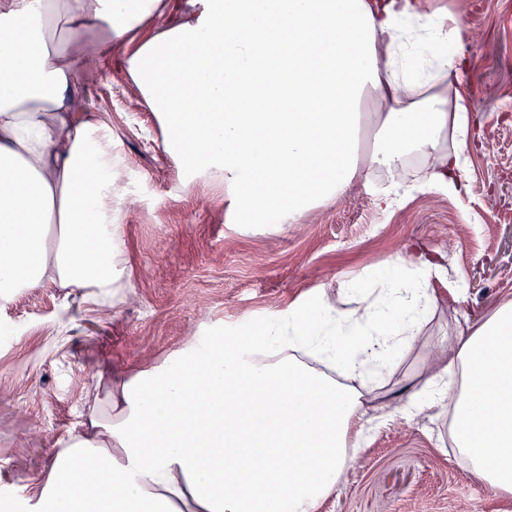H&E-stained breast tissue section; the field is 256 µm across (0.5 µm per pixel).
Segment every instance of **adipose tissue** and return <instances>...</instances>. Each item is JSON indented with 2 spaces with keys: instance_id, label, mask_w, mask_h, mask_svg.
<instances>
[{
  "instance_id": "1",
  "label": "adipose tissue",
  "mask_w": 512,
  "mask_h": 512,
  "mask_svg": "<svg viewBox=\"0 0 512 512\" xmlns=\"http://www.w3.org/2000/svg\"><path fill=\"white\" fill-rule=\"evenodd\" d=\"M0 0V306L46 283L94 304L124 279L125 227L95 115L69 101L87 53L120 51L189 175H212L232 223H297L375 171L389 210L419 192L461 195L473 143L467 27L415 0ZM374 140L359 148L362 126ZM420 163L422 178L397 180ZM441 262L422 250L342 284L339 309L305 296L260 325L208 334L161 365L116 373L58 449L33 512H316L336 487L360 392L417 340ZM447 408L457 453L512 493V296L403 399Z\"/></svg>"
}]
</instances>
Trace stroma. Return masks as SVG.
I'll return each mask as SVG.
<instances>
[{"label":"stroma","instance_id":"1","mask_svg":"<svg viewBox=\"0 0 512 512\" xmlns=\"http://www.w3.org/2000/svg\"><path fill=\"white\" fill-rule=\"evenodd\" d=\"M470 31V67L456 89L479 130L468 156L470 192L415 194L391 211L358 183L284 227L233 224L212 179L185 187L179 161L126 65L74 98L94 113L112 153V209L126 228L133 288L116 306L89 309L70 288L46 286L0 308V500L26 505L46 478L56 440L80 419L99 378L160 364L184 344L306 295L345 300L340 281L419 245L446 265L417 343L366 394L367 444L349 448L335 491L317 512H512V495L477 479L458 458L449 417L397 414L446 339L491 315L512 293V0H419Z\"/></svg>","mask_w":512,"mask_h":512}]
</instances>
